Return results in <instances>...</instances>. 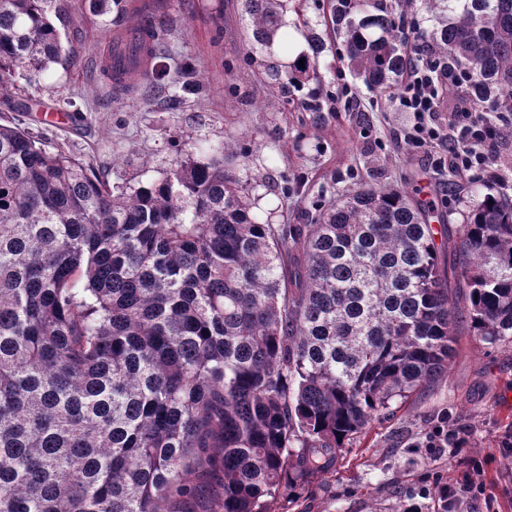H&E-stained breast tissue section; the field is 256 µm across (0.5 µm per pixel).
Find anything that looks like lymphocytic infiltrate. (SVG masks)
Listing matches in <instances>:
<instances>
[{"label":"lymphocytic infiltrate","instance_id":"lymphocytic-infiltrate-1","mask_svg":"<svg viewBox=\"0 0 512 512\" xmlns=\"http://www.w3.org/2000/svg\"><path fill=\"white\" fill-rule=\"evenodd\" d=\"M447 81L440 57L426 48L407 71L397 96L399 111L409 116L399 131L400 143L457 175L502 182L500 146L512 129V114L481 112L471 103L449 113L447 125H440L437 112Z\"/></svg>","mask_w":512,"mask_h":512}]
</instances>
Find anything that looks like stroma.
<instances>
[{
    "label": "stroma",
    "instance_id": "35a3bbf8",
    "mask_svg": "<svg viewBox=\"0 0 512 512\" xmlns=\"http://www.w3.org/2000/svg\"><path fill=\"white\" fill-rule=\"evenodd\" d=\"M130 3L110 0L102 11L96 0H71L84 30L79 57L19 79L17 102L55 106L67 113V124L1 108L0 124L28 129L48 151L69 152L130 187L162 177L186 157L206 158L233 138L232 166L254 178V211L272 224L310 223L316 210L355 185L398 187L434 204L440 262L453 266L474 194L499 186L435 171L430 160L396 144L408 116L389 96L344 73V39L331 24L329 0H285L281 8L303 47L315 38L323 44L313 74L298 84L272 80L276 57L265 47L249 49L246 0H152L168 31L167 78L150 93L119 94L96 61L115 29L136 23ZM340 72L359 101L330 112L327 97ZM196 80L200 90L186 92ZM454 348L445 376L394 400L388 414L346 443L331 471L281 489V512H444L430 493L432 476H460L468 458L481 462L484 484L469 512H512V456L503 457L500 445L512 432V342H482L464 320ZM441 417L467 426L469 444L461 455L434 462L423 442Z\"/></svg>",
    "mask_w": 512,
    "mask_h": 512
}]
</instances>
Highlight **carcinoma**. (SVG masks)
I'll use <instances>...</instances> for the list:
<instances>
[{
    "instance_id": "carcinoma-1",
    "label": "carcinoma",
    "mask_w": 512,
    "mask_h": 512,
    "mask_svg": "<svg viewBox=\"0 0 512 512\" xmlns=\"http://www.w3.org/2000/svg\"><path fill=\"white\" fill-rule=\"evenodd\" d=\"M397 3L332 6L347 68L383 94L413 52ZM424 4L474 103L512 113V0ZM247 6L250 46L293 49L276 0ZM69 22L64 2L0 0L1 101L77 55ZM232 146L131 188L0 125V512H270L447 373L459 318L512 342V195L475 197L461 225V309L407 191L264 224Z\"/></svg>"
}]
</instances>
